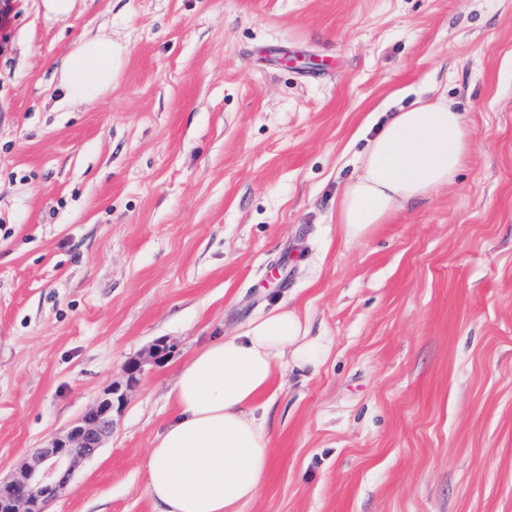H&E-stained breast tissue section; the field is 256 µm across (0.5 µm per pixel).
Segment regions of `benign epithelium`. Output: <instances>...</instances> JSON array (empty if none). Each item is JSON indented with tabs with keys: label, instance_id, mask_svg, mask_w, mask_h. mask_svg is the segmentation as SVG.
Wrapping results in <instances>:
<instances>
[{
	"label": "benign epithelium",
	"instance_id": "7a95c632",
	"mask_svg": "<svg viewBox=\"0 0 512 512\" xmlns=\"http://www.w3.org/2000/svg\"><path fill=\"white\" fill-rule=\"evenodd\" d=\"M170 352L167 340H158L147 358L127 365V381L137 380L143 364L159 363ZM125 401L122 387L111 386L75 425L47 446L35 449L18 472L8 481L0 482V512H45L47 504L67 487L78 462L94 455L112 435L114 415L121 411Z\"/></svg>",
	"mask_w": 512,
	"mask_h": 512
}]
</instances>
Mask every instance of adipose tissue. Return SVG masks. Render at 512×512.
<instances>
[{
    "mask_svg": "<svg viewBox=\"0 0 512 512\" xmlns=\"http://www.w3.org/2000/svg\"><path fill=\"white\" fill-rule=\"evenodd\" d=\"M119 63L111 36L81 37L61 71L62 102L98 103L111 92ZM469 146L465 116L445 98L392 113L341 190L337 221L346 243L363 241L375 225L452 184ZM329 350L297 310L277 305L197 351L169 393L177 414L145 460L156 512H243L263 489L273 455L258 399L275 374L318 368Z\"/></svg>",
    "mask_w": 512,
    "mask_h": 512,
    "instance_id": "ef3b65f1",
    "label": "adipose tissue"
}]
</instances>
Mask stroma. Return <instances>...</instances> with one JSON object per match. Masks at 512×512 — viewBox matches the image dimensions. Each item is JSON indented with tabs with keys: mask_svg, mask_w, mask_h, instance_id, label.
<instances>
[{
	"mask_svg": "<svg viewBox=\"0 0 512 512\" xmlns=\"http://www.w3.org/2000/svg\"><path fill=\"white\" fill-rule=\"evenodd\" d=\"M0 478L160 338L46 512H154L179 367L276 305L331 340L274 379L244 512H512V0H0ZM122 64L55 87L83 35ZM447 97L471 147L345 243L339 192L390 112ZM78 0H41L44 16L49 20H63L75 11ZM120 49L104 33L81 37L66 57L57 86L60 103L91 106L112 91ZM172 346L165 339L158 340L149 350L146 359L131 361L126 367L128 382H134L143 370L146 362L160 363L171 352Z\"/></svg>",
	"mask_w": 512,
	"mask_h": 512,
	"instance_id": "obj_1",
	"label": "stroma"
}]
</instances>
